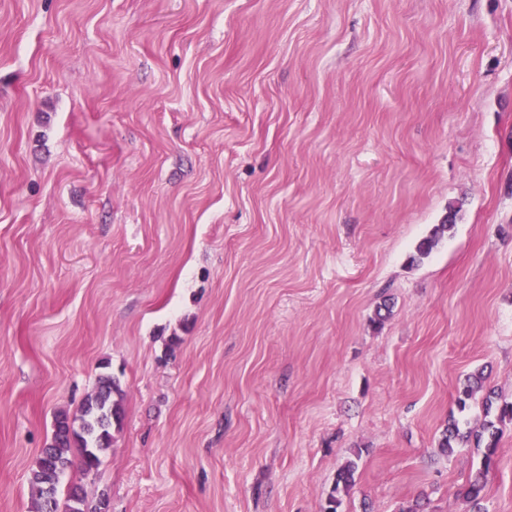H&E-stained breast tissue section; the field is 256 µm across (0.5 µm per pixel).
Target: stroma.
I'll return each mask as SVG.
<instances>
[{
  "label": "stroma",
  "instance_id": "1",
  "mask_svg": "<svg viewBox=\"0 0 512 512\" xmlns=\"http://www.w3.org/2000/svg\"><path fill=\"white\" fill-rule=\"evenodd\" d=\"M479 369L512 402V0H0V512L105 372L89 505L321 512L352 460L342 512H473ZM456 213L449 212L446 215L441 224H436L430 235L424 237L419 241L416 246L415 255L412 257L413 261L421 260L427 257L438 243L439 239L448 231H450L455 225Z\"/></svg>",
  "mask_w": 512,
  "mask_h": 512
}]
</instances>
